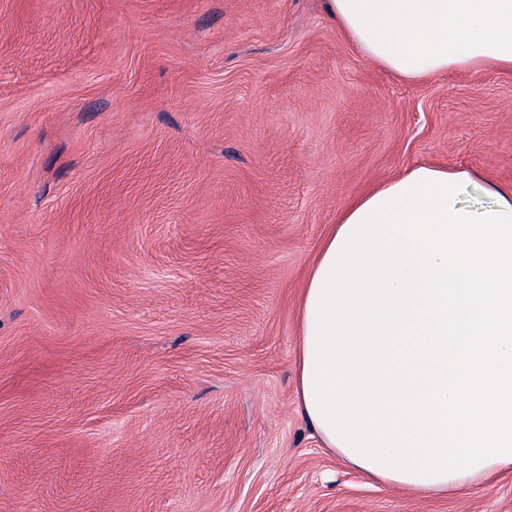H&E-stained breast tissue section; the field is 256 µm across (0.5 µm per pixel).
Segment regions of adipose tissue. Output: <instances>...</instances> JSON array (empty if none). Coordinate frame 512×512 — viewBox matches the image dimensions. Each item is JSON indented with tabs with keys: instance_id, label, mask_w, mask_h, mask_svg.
I'll return each mask as SVG.
<instances>
[{
	"instance_id": "ef3b65f1",
	"label": "adipose tissue",
	"mask_w": 512,
	"mask_h": 512,
	"mask_svg": "<svg viewBox=\"0 0 512 512\" xmlns=\"http://www.w3.org/2000/svg\"><path fill=\"white\" fill-rule=\"evenodd\" d=\"M326 9L348 42L404 79L448 71L478 73L488 67L512 73V0H326ZM404 411L388 395L373 404L368 416L373 439L395 443ZM431 468L422 459L414 475L392 471L385 483L399 491L445 493L512 472V463L498 462L464 477L423 484Z\"/></svg>"
}]
</instances>
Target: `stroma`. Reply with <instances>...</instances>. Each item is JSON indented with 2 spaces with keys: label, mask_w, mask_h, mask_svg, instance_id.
Listing matches in <instances>:
<instances>
[{
  "label": "stroma",
  "mask_w": 512,
  "mask_h": 512,
  "mask_svg": "<svg viewBox=\"0 0 512 512\" xmlns=\"http://www.w3.org/2000/svg\"><path fill=\"white\" fill-rule=\"evenodd\" d=\"M512 184V74L403 80L323 0H0V512H512L369 481L296 391L354 198Z\"/></svg>",
  "instance_id": "stroma-1"
}]
</instances>
